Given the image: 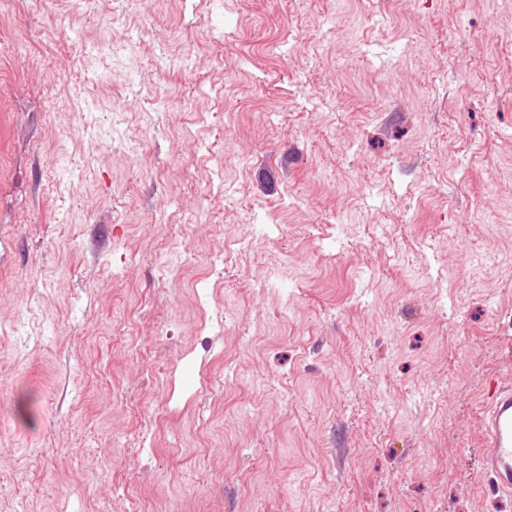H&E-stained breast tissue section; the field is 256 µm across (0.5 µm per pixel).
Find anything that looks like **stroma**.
Returning a JSON list of instances; mask_svg holds the SVG:
<instances>
[{"instance_id":"stroma-1","label":"stroma","mask_w":512,"mask_h":512,"mask_svg":"<svg viewBox=\"0 0 512 512\" xmlns=\"http://www.w3.org/2000/svg\"><path fill=\"white\" fill-rule=\"evenodd\" d=\"M510 380L503 0H0V512H512ZM482 465L494 493H512V386H503L482 415Z\"/></svg>"}]
</instances>
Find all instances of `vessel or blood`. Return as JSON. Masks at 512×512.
<instances>
[{"label":"vessel or blood","mask_w":512,"mask_h":512,"mask_svg":"<svg viewBox=\"0 0 512 512\" xmlns=\"http://www.w3.org/2000/svg\"><path fill=\"white\" fill-rule=\"evenodd\" d=\"M482 465L493 492L512 493V386L502 387L482 415Z\"/></svg>","instance_id":"b4317fda"}]
</instances>
